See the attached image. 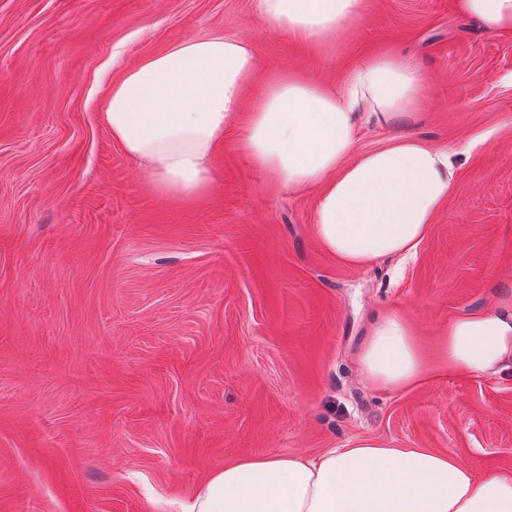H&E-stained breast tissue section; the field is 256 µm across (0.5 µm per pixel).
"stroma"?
I'll return each instance as SVG.
<instances>
[{
	"mask_svg": "<svg viewBox=\"0 0 512 512\" xmlns=\"http://www.w3.org/2000/svg\"><path fill=\"white\" fill-rule=\"evenodd\" d=\"M315 45L254 0H0V512H178L224 464L358 438L512 474V369L375 390L369 322L425 344L512 293V35L457 0H364ZM248 38L260 79L341 81L401 55L425 82L411 134L460 150L416 255L350 267L224 133L211 192L158 197L112 141L108 89L187 37Z\"/></svg>",
	"mask_w": 512,
	"mask_h": 512,
	"instance_id": "stroma-1",
	"label": "stroma"
}]
</instances>
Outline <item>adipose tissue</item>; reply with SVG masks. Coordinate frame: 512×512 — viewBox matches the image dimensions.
Masks as SVG:
<instances>
[{
  "label": "adipose tissue",
  "mask_w": 512,
  "mask_h": 512,
  "mask_svg": "<svg viewBox=\"0 0 512 512\" xmlns=\"http://www.w3.org/2000/svg\"><path fill=\"white\" fill-rule=\"evenodd\" d=\"M259 15L318 44L351 30L363 0H256ZM461 15L512 35V0H458ZM258 76L251 42L214 33L169 45L124 71L107 93L104 120L124 154L148 171L159 196L198 201L213 184L224 132L240 129L239 152L301 195L316 191L312 233L332 256L363 268L415 255L452 195L456 150L412 135L361 152L370 127L412 119L423 99L417 64L402 56L361 60L336 85L275 75L249 98ZM512 366V296L451 319L432 348L390 310L369 326L360 373L376 389L429 376H485ZM185 512H512V475L481 473L431 448L354 440L313 457H248L212 472Z\"/></svg>",
  "instance_id": "1"
}]
</instances>
